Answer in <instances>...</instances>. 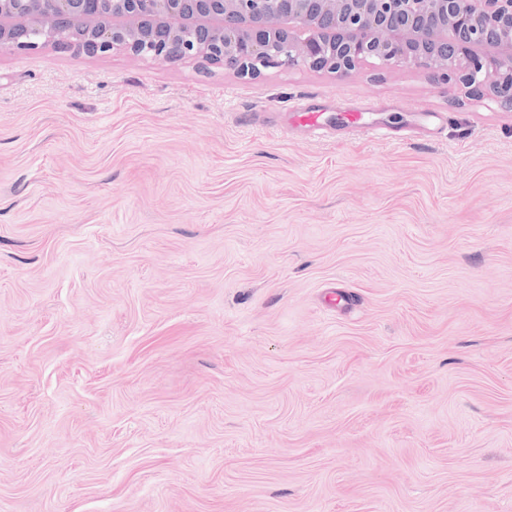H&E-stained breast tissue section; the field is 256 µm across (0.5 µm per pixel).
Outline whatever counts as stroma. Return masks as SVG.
Masks as SVG:
<instances>
[{"instance_id":"obj_1","label":"stroma","mask_w":512,"mask_h":512,"mask_svg":"<svg viewBox=\"0 0 512 512\" xmlns=\"http://www.w3.org/2000/svg\"><path fill=\"white\" fill-rule=\"evenodd\" d=\"M0 512H512V111L0 55ZM283 119L287 129L288 123L303 129L307 133H322L327 129L321 121L320 113L310 111L307 108H300L298 112H285Z\"/></svg>"}]
</instances>
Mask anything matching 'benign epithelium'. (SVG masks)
I'll return each mask as SVG.
<instances>
[{
    "mask_svg": "<svg viewBox=\"0 0 512 512\" xmlns=\"http://www.w3.org/2000/svg\"><path fill=\"white\" fill-rule=\"evenodd\" d=\"M47 46L250 78L268 67L413 66L512 111V0H0V53Z\"/></svg>",
    "mask_w": 512,
    "mask_h": 512,
    "instance_id": "7a95c632",
    "label": "benign epithelium"
}]
</instances>
